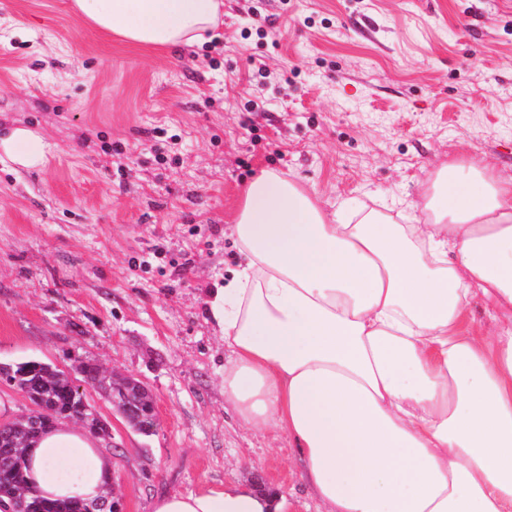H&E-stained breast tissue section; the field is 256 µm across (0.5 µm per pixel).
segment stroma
I'll list each match as a JSON object with an SVG mask.
<instances>
[{
	"label": "stroma",
	"instance_id": "1",
	"mask_svg": "<svg viewBox=\"0 0 512 512\" xmlns=\"http://www.w3.org/2000/svg\"><path fill=\"white\" fill-rule=\"evenodd\" d=\"M0 363L96 360L140 380L157 426L98 393L123 512L234 479L325 512L287 437L224 405L211 293L246 187L288 176L326 210L425 221L443 164L512 175V0H224L177 48L99 30L72 0H0ZM3 147L23 166L36 165L43 155V142L32 131L19 129L3 143Z\"/></svg>",
	"mask_w": 512,
	"mask_h": 512
}]
</instances>
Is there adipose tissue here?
I'll return each instance as SVG.
<instances>
[{
	"label": "adipose tissue",
	"mask_w": 512,
	"mask_h": 512,
	"mask_svg": "<svg viewBox=\"0 0 512 512\" xmlns=\"http://www.w3.org/2000/svg\"><path fill=\"white\" fill-rule=\"evenodd\" d=\"M138 45L192 43L221 0H73ZM423 224H354L279 173L248 185L241 261L209 301L230 354L224 401L283 431L326 512H512V324L462 329L473 292L512 313V176L450 163ZM27 476L46 500L91 499L112 460L87 431L48 429ZM227 483L153 512H269Z\"/></svg>",
	"instance_id": "adipose-tissue-1"
}]
</instances>
